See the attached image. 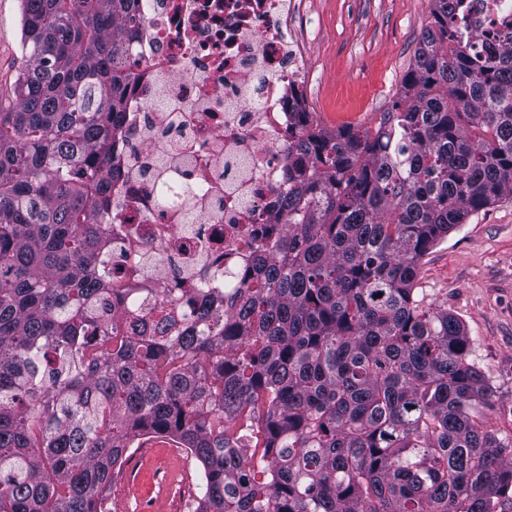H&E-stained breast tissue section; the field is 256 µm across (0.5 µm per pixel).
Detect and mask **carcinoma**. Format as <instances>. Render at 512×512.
<instances>
[{
    "label": "carcinoma",
    "mask_w": 512,
    "mask_h": 512,
    "mask_svg": "<svg viewBox=\"0 0 512 512\" xmlns=\"http://www.w3.org/2000/svg\"><path fill=\"white\" fill-rule=\"evenodd\" d=\"M432 0L374 131L303 128L283 224L251 287L124 325L100 270L101 169L124 112L136 0H21L0 108V512H105L139 437L201 464L193 512H512V440L420 260L512 197V63L470 57Z\"/></svg>",
    "instance_id": "obj_1"
}]
</instances>
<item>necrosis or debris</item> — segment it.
Returning <instances> with one entry per match:
<instances>
[{
    "label": "necrosis or debris",
    "mask_w": 512,
    "mask_h": 512,
    "mask_svg": "<svg viewBox=\"0 0 512 512\" xmlns=\"http://www.w3.org/2000/svg\"><path fill=\"white\" fill-rule=\"evenodd\" d=\"M122 39L131 65L119 176L99 207V254L130 291L184 307L198 292L231 299L281 221L289 146L309 109L305 0H138ZM512 0H464L463 42L499 62Z\"/></svg>",
    "instance_id": "4bbe7bcc"
}]
</instances>
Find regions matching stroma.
I'll use <instances>...</instances> for the list:
<instances>
[{
  "mask_svg": "<svg viewBox=\"0 0 512 512\" xmlns=\"http://www.w3.org/2000/svg\"><path fill=\"white\" fill-rule=\"evenodd\" d=\"M307 29L319 128L374 129L399 94L431 26V0H309ZM22 65L21 0H0V100L9 101ZM418 292L426 308L458 317L470 338L469 360L492 390L477 423L512 438V198L456 225L422 259ZM198 469L178 448L157 439L137 487L116 477L106 512L139 494L154 512H188Z\"/></svg>",
  "mask_w": 512,
  "mask_h": 512,
  "instance_id": "1",
  "label": "stroma"
}]
</instances>
